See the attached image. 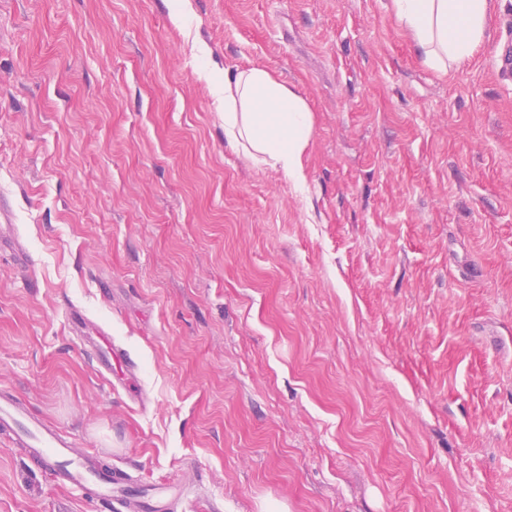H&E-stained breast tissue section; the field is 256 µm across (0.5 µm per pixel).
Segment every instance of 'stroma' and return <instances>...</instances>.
I'll return each instance as SVG.
<instances>
[{"instance_id":"obj_1","label":"stroma","mask_w":512,"mask_h":512,"mask_svg":"<svg viewBox=\"0 0 512 512\" xmlns=\"http://www.w3.org/2000/svg\"><path fill=\"white\" fill-rule=\"evenodd\" d=\"M491 3L442 74L391 0H0V392L182 479L177 512H512V0ZM250 64L310 107L303 190L224 140L204 73ZM0 512L113 510L0 432ZM69 324L74 335L78 336L83 346L90 352L96 364L97 371L102 375H111L113 366L126 384L137 387V366L129 357L126 350L112 341V337L104 331H88L84 315L71 310L68 313Z\"/></svg>"}]
</instances>
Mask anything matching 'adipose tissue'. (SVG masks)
<instances>
[{"label": "adipose tissue", "mask_w": 512, "mask_h": 512, "mask_svg": "<svg viewBox=\"0 0 512 512\" xmlns=\"http://www.w3.org/2000/svg\"><path fill=\"white\" fill-rule=\"evenodd\" d=\"M392 8L423 63L438 72L468 62L487 37L490 0H392ZM218 89L227 143L304 188L302 155L313 132L305 98L262 65L225 72Z\"/></svg>", "instance_id": "adipose-tissue-1"}]
</instances>
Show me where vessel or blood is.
Instances as JSON below:
<instances>
[{
  "instance_id": "obj_1",
  "label": "vessel or blood",
  "mask_w": 512,
  "mask_h": 512,
  "mask_svg": "<svg viewBox=\"0 0 512 512\" xmlns=\"http://www.w3.org/2000/svg\"><path fill=\"white\" fill-rule=\"evenodd\" d=\"M71 331L90 352L100 374L118 373L134 384L137 366L126 350L103 331H88L84 315L68 314ZM27 451L28 459L48 471L57 485L82 492L93 503L111 505L114 512H176L185 494L173 482L142 485L127 472L105 468L97 450L76 447L61 430L41 423L27 406L10 396H0V431Z\"/></svg>"
}]
</instances>
